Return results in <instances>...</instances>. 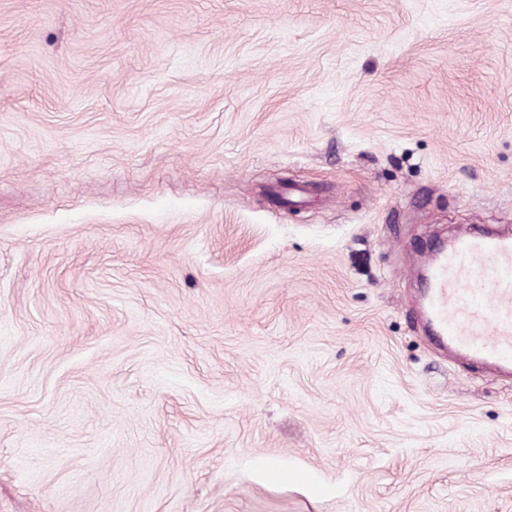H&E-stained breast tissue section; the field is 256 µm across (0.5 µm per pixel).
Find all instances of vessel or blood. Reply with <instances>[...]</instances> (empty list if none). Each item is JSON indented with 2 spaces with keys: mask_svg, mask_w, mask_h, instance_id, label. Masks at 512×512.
<instances>
[{
  "mask_svg": "<svg viewBox=\"0 0 512 512\" xmlns=\"http://www.w3.org/2000/svg\"><path fill=\"white\" fill-rule=\"evenodd\" d=\"M425 333L453 358L512 378V237L466 234L427 259Z\"/></svg>",
  "mask_w": 512,
  "mask_h": 512,
  "instance_id": "vessel-or-blood-1",
  "label": "vessel or blood"
}]
</instances>
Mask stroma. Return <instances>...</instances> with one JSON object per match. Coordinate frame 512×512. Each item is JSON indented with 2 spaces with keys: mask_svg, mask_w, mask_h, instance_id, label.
Wrapping results in <instances>:
<instances>
[{
  "mask_svg": "<svg viewBox=\"0 0 512 512\" xmlns=\"http://www.w3.org/2000/svg\"><path fill=\"white\" fill-rule=\"evenodd\" d=\"M478 224L512 0H0V512H512L414 310Z\"/></svg>",
  "mask_w": 512,
  "mask_h": 512,
  "instance_id": "stroma-1",
  "label": "stroma"
}]
</instances>
